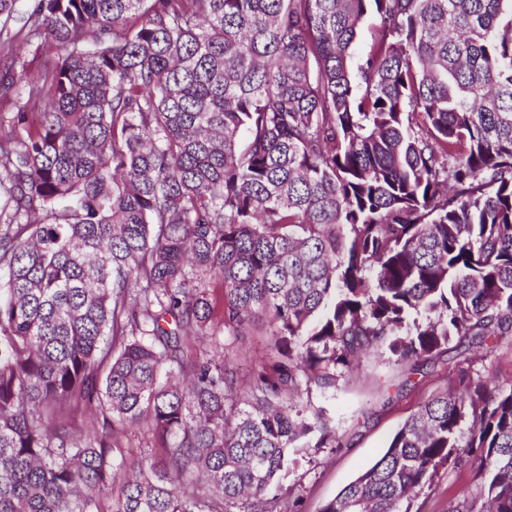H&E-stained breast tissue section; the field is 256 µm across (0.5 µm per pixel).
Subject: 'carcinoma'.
Listing matches in <instances>:
<instances>
[{
  "mask_svg": "<svg viewBox=\"0 0 512 512\" xmlns=\"http://www.w3.org/2000/svg\"><path fill=\"white\" fill-rule=\"evenodd\" d=\"M18 43L53 55L0 117V512H276L348 445L304 399L450 345L320 512H420L443 469L448 512H512V383L465 356L512 336V0H0ZM271 336H267L265 327H254L250 330L249 336H246L242 343L236 344L235 358L243 373L250 369L251 362L266 350L265 345L269 342ZM121 443L123 447L122 452L127 458L133 457L138 459L146 454L154 456L162 454L161 448L155 444L151 433L148 432L147 426L144 423L126 427ZM467 478L454 472L442 471L435 484L425 489L421 495L418 505L422 506L423 512H447L448 496L459 492L464 488Z\"/></svg>",
  "mask_w": 512,
  "mask_h": 512,
  "instance_id": "cac0c4a2",
  "label": "carcinoma"
}]
</instances>
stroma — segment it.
Here are the masks:
<instances>
[{"mask_svg":"<svg viewBox=\"0 0 512 512\" xmlns=\"http://www.w3.org/2000/svg\"><path fill=\"white\" fill-rule=\"evenodd\" d=\"M447 369L438 365L419 379L416 387L385 404L384 387L405 378L401 365L390 355L373 353L347 384L328 394H313L311 406L326 409L335 420L347 447L310 449L306 458L290 471L279 498L299 496L300 512H320L326 501L384 451L396 429L413 414L420 401L444 390Z\"/></svg>","mask_w":512,"mask_h":512,"instance_id":"obj_1","label":"stroma"}]
</instances>
